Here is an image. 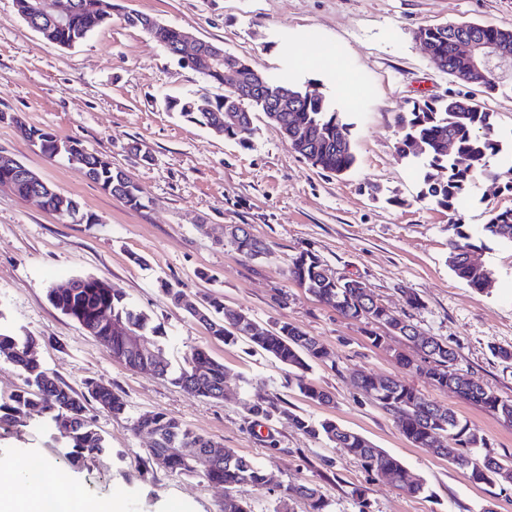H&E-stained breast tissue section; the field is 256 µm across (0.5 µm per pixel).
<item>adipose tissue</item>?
<instances>
[{"label":"adipose tissue","instance_id":"adipose-tissue-1","mask_svg":"<svg viewBox=\"0 0 512 512\" xmlns=\"http://www.w3.org/2000/svg\"><path fill=\"white\" fill-rule=\"evenodd\" d=\"M0 512H124V508L118 497L106 507H97L66 482H55L53 494H45L28 482L24 470L0 466Z\"/></svg>","mask_w":512,"mask_h":512}]
</instances>
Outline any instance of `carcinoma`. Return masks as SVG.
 I'll return each mask as SVG.
<instances>
[{"label":"carcinoma","instance_id":"carcinoma-1","mask_svg":"<svg viewBox=\"0 0 512 512\" xmlns=\"http://www.w3.org/2000/svg\"><path fill=\"white\" fill-rule=\"evenodd\" d=\"M48 2L15 0V6L20 15L30 17L29 26L42 25L41 36L60 47L77 45L112 21V12L109 11L112 0H75L76 10L68 21L62 26H55L46 12ZM454 30L472 31L488 41L512 45L511 27L483 24L473 29L464 21L422 27L418 29L416 38L426 41L449 66L448 44ZM177 38L178 29L169 26L159 31L155 40L163 43V48L174 57ZM177 62L208 84L222 82L224 62L206 51L187 61L179 58ZM199 105L197 95L165 101L166 110L178 113L187 122L205 127L243 148L249 147L255 131L252 104L229 95H216L210 98L209 108L201 109ZM228 109L236 110L237 120L232 123L224 120V111ZM266 117L279 130L288 147L312 167L337 175L345 174L354 167L356 157L351 144V124L343 120L326 98L307 101L297 126L288 121L286 112H268ZM492 117L493 114L485 111L479 103L468 104L462 96L423 99L414 102L409 111L394 115V125L400 134L398 153L406 157L413 153V144L419 143L421 155L427 160L428 171L423 178L421 196L442 208L453 210L476 180L488 174L490 159L500 152ZM12 121L26 139L34 138L39 144L46 145L43 153L49 157L55 156V143H68V148L60 156L87 159V164L81 169L89 179L109 190L125 206L134 210L145 207L137 185L110 161L87 151L77 140L67 142L50 132L28 127L15 117ZM45 203L51 210H82L79 202L71 196L61 198L48 194ZM454 229L455 236L448 240V265L469 288L483 292L489 270H473L467 261V253L479 251L481 247L472 242L471 235L462 231V225L456 224ZM482 232L500 243L512 245V207L491 212ZM227 235L233 248L245 257L258 258L269 254L267 244L245 227L232 226ZM289 273L298 287L333 305L342 316L382 326L387 333L404 337L419 358L413 359L404 352H398L395 359L399 365L414 368L432 385L454 390L503 421L512 423V400L503 399L494 389L460 372L455 368L457 352L448 342L440 339L427 342L416 335L414 325L393 316L363 282L329 276L321 261L309 253L295 257ZM161 288L174 306L185 309L214 338L226 345L246 340L287 367L290 385L301 397L320 405L331 403V396L310 382L306 375L309 361L328 357V352L316 338L286 322L262 330L244 311L225 306L224 301L216 296H205L199 308H191L184 302L180 289L167 282L161 283ZM47 296L56 309L76 322H86L92 330L97 328L103 313L112 319L114 327H123L144 337L157 334V328L149 326L148 316L134 310L121 289L97 277L71 279L69 287H52L48 289ZM34 342L32 336H16L0 328V357L11 358L12 365L23 376V387L0 403V429L22 427L30 414L36 412L65 433L67 447L71 448L70 454L75 460H91L103 455L109 447L93 427L87 412L93 405L119 418L127 409L124 396L89 380L83 383V390L74 389L29 357L28 351ZM107 349L112 352V357L132 370L172 377L175 385L193 397L219 399L224 396V364L213 359L203 346L189 348L176 371L161 353L153 358L128 356L121 336L116 333L112 334ZM199 365L206 367V372L200 375L197 374ZM352 381L394 418L409 442L431 448L437 456L467 469L471 482L500 487L512 484L507 480L512 475V460L487 450L483 435L451 409L432 404L414 387L396 377L356 373ZM292 422L299 431L314 438L322 437L340 448L367 473L386 477L405 495L417 497L425 493L423 482H407L399 459L375 447L361 434L345 429L331 419L312 422L296 415ZM133 429L153 434L154 443L146 449L147 461L172 473H201L210 481L223 484L224 512H251L248 496L271 485L269 474L259 464L230 448L223 449V455L210 466L200 463L196 457L197 450L215 448L217 444L165 412L140 415L133 422ZM294 496L305 501L307 512H329L330 504L319 490L304 484L281 488L270 512H281V506Z\"/></svg>","mask_w":512,"mask_h":512}]
</instances>
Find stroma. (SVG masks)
<instances>
[{
  "label": "stroma",
  "mask_w": 512,
  "mask_h": 512,
  "mask_svg": "<svg viewBox=\"0 0 512 512\" xmlns=\"http://www.w3.org/2000/svg\"><path fill=\"white\" fill-rule=\"evenodd\" d=\"M112 2L111 24L68 49L32 30L13 0H0V113L6 115L0 152L96 218L65 222L0 188V326L35 336V357L72 387L91 380L121 391L127 411L119 418L90 411L110 451L82 463L67 458L62 433L31 415L24 427L0 430V466L48 463L91 502L122 495L125 512H220L223 486L147 463L153 439L134 432L132 423L161 411L257 461L274 482L316 486L332 512H512V489L473 484L465 470L411 444L351 376H398L455 411L501 457H512V425L398 365L394 353L406 350V341L392 337L385 347H372L369 325L342 317L289 275L300 252L316 254L328 274L364 282L396 317L448 341L458 369L512 399V364L493 354L512 350V246L490 242L483 249L493 282L482 293L448 265L454 224L477 234L492 210L512 207V195L483 178L453 211L420 198L425 170L418 159L397 154L393 121L414 101L462 91L431 66L417 30L456 21L512 27V0ZM130 11L217 43L272 80L329 98L351 125L354 168L340 176L312 168L260 112L244 148L166 111L165 99L191 95L203 82L150 35L127 25ZM14 115L79 140L120 167L146 208L129 209L65 158L43 154L11 123ZM240 224L266 240L269 256L251 260L227 244V227ZM79 276L122 289L159 326L157 342L172 364L189 347H207L229 369L223 398L192 397L169 379L113 358L47 298L51 285ZM164 280L189 301L219 296L262 326L287 322L317 338L330 356L311 362L307 375L332 404L302 398L289 385L287 368L267 353L209 336L171 304L160 287ZM409 290L422 308L407 306ZM282 293L287 303L278 302ZM271 395L279 397V411L255 421L252 405ZM293 414L360 433L398 458L410 477L423 479L426 493L412 498L368 475L340 449L293 427Z\"/></svg>",
  "instance_id": "stroma-1"
}]
</instances>
